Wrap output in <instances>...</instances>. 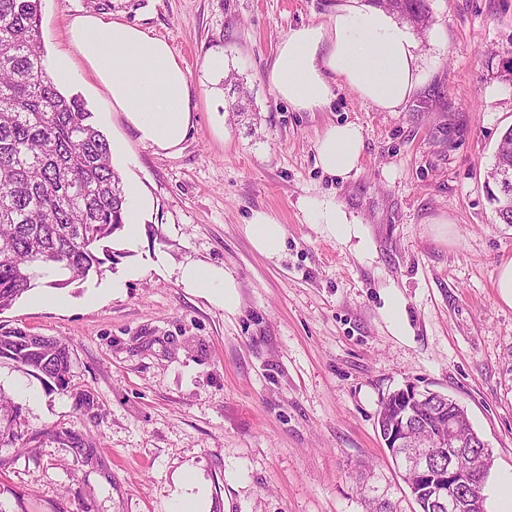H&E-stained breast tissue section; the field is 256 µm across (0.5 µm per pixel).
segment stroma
<instances>
[{
  "label": "stroma",
  "mask_w": 512,
  "mask_h": 512,
  "mask_svg": "<svg viewBox=\"0 0 512 512\" xmlns=\"http://www.w3.org/2000/svg\"><path fill=\"white\" fill-rule=\"evenodd\" d=\"M338 2L42 0L46 64L71 61L63 94L84 102L150 206L136 244L112 242L118 261L0 312V324L71 349L64 388L0 359L22 433L0 443V512H170L186 467L209 485L213 512H366L364 470L417 512L377 426L382 398L409 384L464 407L493 455L486 489L512 474V307L495 288L512 224L488 188L512 127V0H429L415 38L433 73L399 111L340 84L325 111H294L268 82L276 47ZM85 11L170 45L195 112L180 152L141 143L113 111L66 38ZM237 85L244 109L233 112ZM346 122L364 148L343 181L317 166L315 145ZM319 196L362 216L371 258L305 222L302 200ZM257 210L286 230L279 260L243 232ZM190 263L235 277L237 313L182 286ZM395 292L402 333L385 315Z\"/></svg>",
  "instance_id": "1"
}]
</instances>
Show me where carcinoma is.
Here are the masks:
<instances>
[{
	"instance_id": "1",
	"label": "carcinoma",
	"mask_w": 512,
	"mask_h": 512,
	"mask_svg": "<svg viewBox=\"0 0 512 512\" xmlns=\"http://www.w3.org/2000/svg\"><path fill=\"white\" fill-rule=\"evenodd\" d=\"M422 30L431 19L429 0H373ZM42 0H0V312L9 309L37 281L64 288L100 272L113 260L109 249L124 228L126 194L112 165L108 139L91 122L78 98L64 96L51 79L41 46ZM490 178L505 180L506 192L491 198L497 218L512 224V152H495ZM63 386L71 367L69 345L0 325V359ZM399 396L388 395L377 419L393 421ZM462 418L468 446L459 453L467 479L460 494L465 512H485L484 485L493 462L489 449L474 439L466 410L430 398L415 408V425L436 433L448 413ZM19 417L7 418L0 440L21 439ZM369 512H399L397 505L366 487ZM420 512H442L430 500L426 481L416 482Z\"/></svg>"
}]
</instances>
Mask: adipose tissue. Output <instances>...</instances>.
Here are the masks:
<instances>
[{"label":"adipose tissue","mask_w":512,"mask_h":512,"mask_svg":"<svg viewBox=\"0 0 512 512\" xmlns=\"http://www.w3.org/2000/svg\"><path fill=\"white\" fill-rule=\"evenodd\" d=\"M71 45L107 91L113 111L123 113L141 142L175 153L193 124L190 81L167 42L131 23L88 12L72 19ZM429 79L409 30L365 0H342L328 20L291 29L277 47L269 80L278 97L299 112H320L330 103L333 84L352 89L363 101L395 112ZM363 134L353 123L328 126L315 146L317 164L332 177L349 179L363 151ZM307 223L368 256L372 242L362 221L328 198L301 203ZM263 257L280 258L286 231L275 216L253 212L244 226ZM180 281L225 312L236 313L240 294L225 269L192 263ZM171 512H212L209 492L192 471H182Z\"/></svg>","instance_id":"1"}]
</instances>
